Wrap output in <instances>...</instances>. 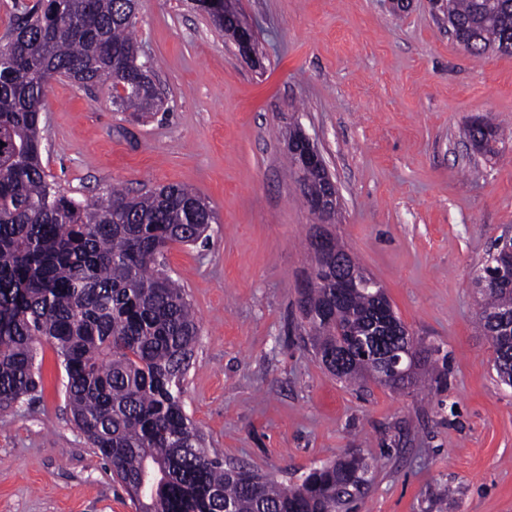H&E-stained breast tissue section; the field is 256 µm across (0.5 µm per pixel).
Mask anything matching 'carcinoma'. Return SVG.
<instances>
[{
	"label": "carcinoma",
	"instance_id": "obj_1",
	"mask_svg": "<svg viewBox=\"0 0 512 512\" xmlns=\"http://www.w3.org/2000/svg\"><path fill=\"white\" fill-rule=\"evenodd\" d=\"M138 0H37L0 43V408L38 391L37 346L62 358L73 421L140 512H341L365 494L373 465L347 454L283 485L224 462L186 415L183 382L199 328L186 289L160 267L172 243L207 240L214 211L193 189L167 185L132 195L113 188L92 201L67 195L42 166L48 79L105 90L120 112L149 118L162 107L151 67L139 61ZM448 26L484 56L512 40V0H446ZM495 155L503 133L467 129ZM299 184L321 168L293 170ZM374 288L344 300L313 288L300 306L312 349L337 378L362 385L382 372L398 338ZM512 312V286L487 287L477 315L493 366L512 380V335L493 316ZM417 371L391 386L412 393L446 377L440 349L414 340Z\"/></svg>",
	"mask_w": 512,
	"mask_h": 512
}]
</instances>
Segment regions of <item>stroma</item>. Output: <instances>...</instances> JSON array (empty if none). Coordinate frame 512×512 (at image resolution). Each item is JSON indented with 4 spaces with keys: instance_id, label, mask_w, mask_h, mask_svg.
Returning a JSON list of instances; mask_svg holds the SVG:
<instances>
[{
    "instance_id": "35a3bbf8",
    "label": "stroma",
    "mask_w": 512,
    "mask_h": 512,
    "mask_svg": "<svg viewBox=\"0 0 512 512\" xmlns=\"http://www.w3.org/2000/svg\"><path fill=\"white\" fill-rule=\"evenodd\" d=\"M256 60L192 0H140L136 37L165 98L133 121L64 78L48 88L42 163L89 199L194 188L218 217L207 244L169 245L199 340L187 416L225 460L299 482L347 452L374 459L351 512H512V388L476 324L477 268L512 230V54L474 58L414 0H231ZM508 134L496 156L464 129ZM301 129L336 183L329 232L384 288L414 336L447 356L428 397L342 382L310 347L299 309L317 222L286 148ZM33 400L0 410V512H137L75 426L64 368L38 347Z\"/></svg>"
}]
</instances>
